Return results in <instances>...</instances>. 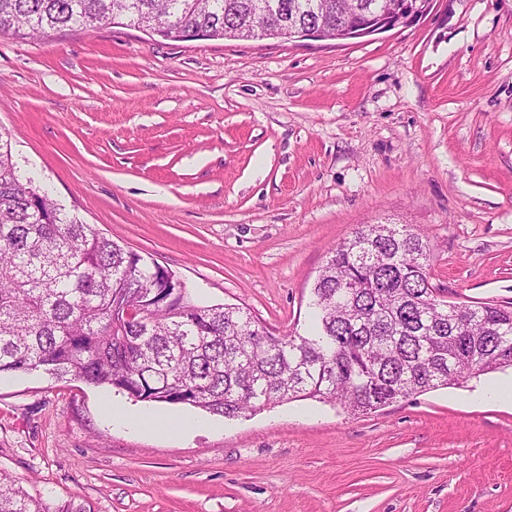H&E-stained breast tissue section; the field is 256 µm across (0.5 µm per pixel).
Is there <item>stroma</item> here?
<instances>
[{
	"mask_svg": "<svg viewBox=\"0 0 512 512\" xmlns=\"http://www.w3.org/2000/svg\"><path fill=\"white\" fill-rule=\"evenodd\" d=\"M0 138L66 212L194 301L305 333L363 224H409L449 301L512 300V0H433L343 41L0 36ZM508 368L351 415L233 419L35 372L0 378V470L85 512H512ZM159 427L105 423L111 405Z\"/></svg>",
	"mask_w": 512,
	"mask_h": 512,
	"instance_id": "obj_1",
	"label": "stroma"
}]
</instances>
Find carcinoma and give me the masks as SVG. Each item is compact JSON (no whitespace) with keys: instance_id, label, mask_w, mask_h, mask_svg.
I'll return each instance as SVG.
<instances>
[{"instance_id":"obj_1","label":"carcinoma","mask_w":512,"mask_h":512,"mask_svg":"<svg viewBox=\"0 0 512 512\" xmlns=\"http://www.w3.org/2000/svg\"><path fill=\"white\" fill-rule=\"evenodd\" d=\"M253 0H0V35L152 28L249 39ZM286 25L367 21L381 0H269ZM418 230L366 224L313 283L310 331L276 336L235 304L199 305L175 274L60 209L0 141V374L41 371L141 402L233 419L290 401L367 414L401 398L512 367V302L430 301ZM0 512H53L0 473Z\"/></svg>"}]
</instances>
